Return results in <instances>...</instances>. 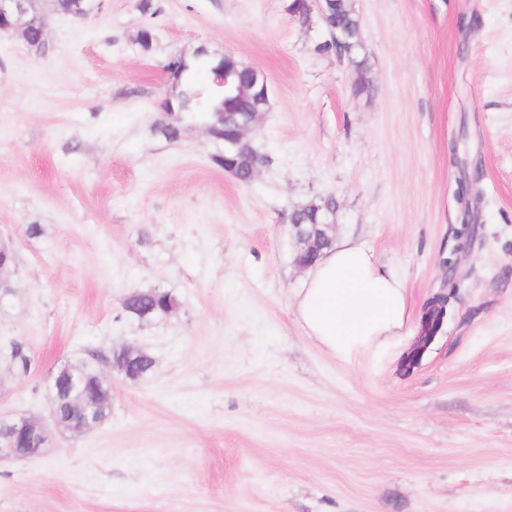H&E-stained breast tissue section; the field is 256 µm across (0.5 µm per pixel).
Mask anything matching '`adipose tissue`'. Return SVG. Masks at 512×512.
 I'll list each match as a JSON object with an SVG mask.
<instances>
[{"label": "adipose tissue", "mask_w": 512, "mask_h": 512, "mask_svg": "<svg viewBox=\"0 0 512 512\" xmlns=\"http://www.w3.org/2000/svg\"><path fill=\"white\" fill-rule=\"evenodd\" d=\"M292 307L305 336L341 360L383 352L408 321L402 280L350 239L306 269Z\"/></svg>", "instance_id": "1"}]
</instances>
